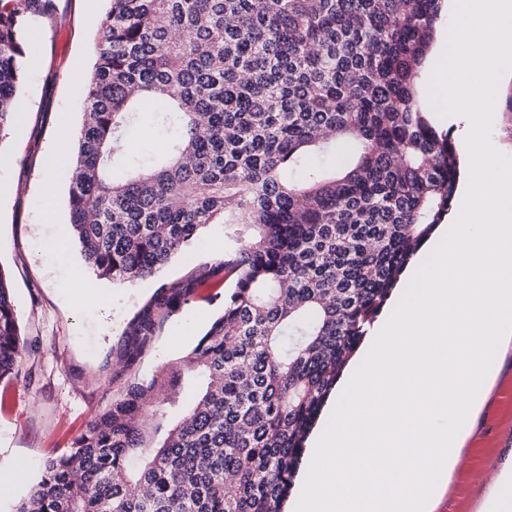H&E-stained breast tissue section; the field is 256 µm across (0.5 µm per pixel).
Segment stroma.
<instances>
[{
  "instance_id": "stroma-1",
  "label": "stroma",
  "mask_w": 512,
  "mask_h": 512,
  "mask_svg": "<svg viewBox=\"0 0 512 512\" xmlns=\"http://www.w3.org/2000/svg\"><path fill=\"white\" fill-rule=\"evenodd\" d=\"M55 14L33 20L28 32V74L19 92L21 120L0 143V266L10 285L25 340L39 349L23 355L16 378L0 383V512H12L39 479L44 462L69 448L91 418L117 396L111 374L126 341L132 317L165 283L213 270L225 245L224 227L211 224L187 251L155 276L132 284L96 279L85 270L72 239L67 207L70 179L56 171L53 187L43 182V164L63 134H75L83 112L69 76L90 70L92 46L107 11V0H57ZM492 139L512 155V74L499 85ZM53 190L54 213L41 203ZM100 294L99 304L85 300L86 288ZM224 306L219 281L200 289L191 301L157 329L150 348L129 379H151L179 362ZM497 378L486 388L477 422L462 448L463 463L449 472L433 512H479L493 472L512 464V338L497 353Z\"/></svg>"
}]
</instances>
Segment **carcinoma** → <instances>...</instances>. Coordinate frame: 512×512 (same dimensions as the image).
Returning <instances> with one entry per match:
<instances>
[{"label":"carcinoma","mask_w":512,"mask_h":512,"mask_svg":"<svg viewBox=\"0 0 512 512\" xmlns=\"http://www.w3.org/2000/svg\"><path fill=\"white\" fill-rule=\"evenodd\" d=\"M83 85L69 224L87 268L155 275L210 224L233 288L193 349L45 461L15 512H283L308 435L409 259L459 204L418 78L444 0H108ZM0 0V141L33 15ZM165 133L141 161V116ZM356 146L344 167L325 159ZM206 275L128 324L132 367ZM0 268V381L23 351Z\"/></svg>","instance_id":"obj_1"}]
</instances>
